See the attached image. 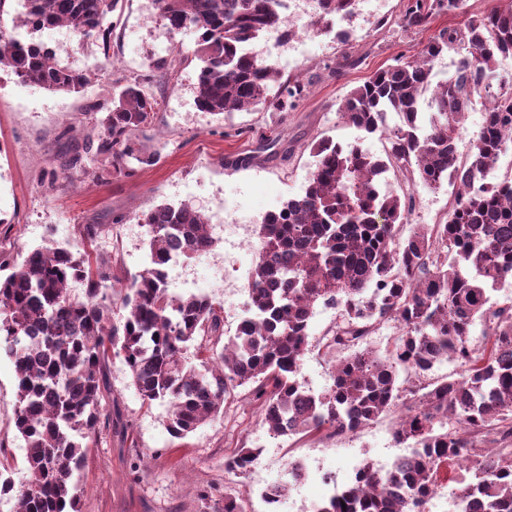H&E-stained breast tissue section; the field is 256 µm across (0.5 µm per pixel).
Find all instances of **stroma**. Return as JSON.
Wrapping results in <instances>:
<instances>
[{"label": "stroma", "instance_id": "stroma-1", "mask_svg": "<svg viewBox=\"0 0 512 512\" xmlns=\"http://www.w3.org/2000/svg\"><path fill=\"white\" fill-rule=\"evenodd\" d=\"M491 5L492 0H466L462 12L436 16L429 28L407 31L401 26L406 0H381L377 10L363 8L350 19L353 37L346 45L334 34L313 33L310 16L294 19L304 43L296 65L281 75L310 81L311 88L288 112L268 108L222 117L199 111L198 62L185 61L175 75L158 78L162 104L139 136L143 152L157 154V161L133 176L115 174L103 182L65 165L70 145L98 131L94 105L109 97L116 80L144 73L148 64L169 57L173 46L191 49L194 36L169 32L152 0H123L111 17L105 44L81 40L65 29L43 32L42 41L56 46L63 61L91 69L94 76L82 92L50 93L0 74V219L10 224L7 234H0V250L24 253L50 238L75 252L92 248L135 273L149 262L140 218L161 203L190 201L208 214L236 207L278 210L301 192L315 167L312 147L319 140H359L383 156L380 135L362 137L338 118L337 107L350 89L399 55H419L440 28L463 27L469 16ZM242 157L249 160L243 167L237 164ZM381 189L413 193L411 224L441 222L453 199L452 187L412 188L391 172ZM83 224L102 225L94 243L81 237ZM168 274L170 294H201L223 303L221 283L202 258L170 265ZM335 315L334 309L316 305L298 375L317 394L333 383L336 354L325 348L321 335ZM106 375L109 391L101 405L110 421L87 450L80 512H204L228 495L241 499L244 512H267L263 490L285 479L294 461L305 464L309 475L290 487L279 512H315L333 488L350 483L362 464L384 470L405 453L393 439L391 414L351 436H273L246 387L225 402L222 415L177 440L165 426L167 406L144 405L120 359L108 362ZM15 386V366L1 355L0 453L18 461L24 441L13 419ZM243 447L258 449L259 457L254 470L240 475L225 462Z\"/></svg>", "mask_w": 512, "mask_h": 512}]
</instances>
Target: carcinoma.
Here are the masks:
<instances>
[{"label":"carcinoma","instance_id":"carcinoma-1","mask_svg":"<svg viewBox=\"0 0 512 512\" xmlns=\"http://www.w3.org/2000/svg\"><path fill=\"white\" fill-rule=\"evenodd\" d=\"M359 0H321L316 29L342 23ZM173 33L191 31L194 47L178 49L174 73L199 62L196 105L230 115L267 104L295 107L309 92L301 79L281 81L274 67L246 46L284 29L287 0H154ZM119 0H22L7 28L0 17V71L49 92H79L89 72L48 54L44 43L19 38L66 28L82 40H107ZM464 0H407L406 30L463 9ZM461 49L458 66L431 86V70L445 50ZM512 55V3L471 16L464 29L444 27L417 58L401 56L354 87L338 106L340 119L367 135L384 136L385 158L358 141L321 140L305 192L256 225V260L248 286L250 315L234 334L206 296H173L166 268L211 250L209 218L191 202L161 204L142 215L149 264L119 276L100 256L50 242L12 255L0 251V353L14 363L15 427L23 440L24 476L0 462V500L14 512H79L77 479L89 439L101 421L108 390L101 368L121 359L142 402L168 406L166 428L185 439L224 410L234 391L255 385L261 416L277 437L320 431L353 434L381 415L398 413L394 440L411 448L381 473L364 464L316 512H425L439 486V467L474 464L475 481L456 489L458 512H512V305L493 292L512 280V176L488 180L512 141V79L496 62ZM140 74L97 105L101 131L75 145L66 166L98 181L127 176L155 156L137 137L159 101L154 75ZM484 121L465 160L457 143L475 98ZM396 118L390 122V118ZM400 172L432 191L455 188L445 221L416 224L407 237L412 203L381 191L382 175ZM85 285L72 293L70 283ZM336 310L323 332L338 352L356 346L382 322L402 334L387 353L357 350L336 365L331 388L320 394L299 382L315 306ZM120 311L119 319L112 314ZM485 342H471L476 322ZM456 361L458 378H429L435 364ZM406 374L399 383L400 374ZM256 448H240L226 466L240 473L256 462ZM264 490L280 501L300 480Z\"/></svg>","mask_w":512,"mask_h":512}]
</instances>
